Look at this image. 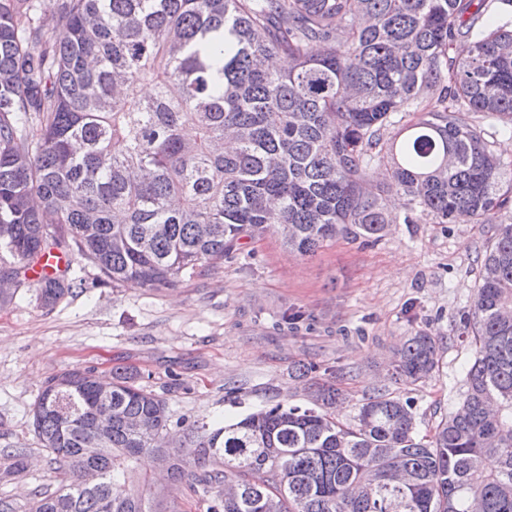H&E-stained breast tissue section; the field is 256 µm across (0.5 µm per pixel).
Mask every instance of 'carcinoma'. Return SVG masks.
Instances as JSON below:
<instances>
[{
    "label": "carcinoma",
    "instance_id": "1",
    "mask_svg": "<svg viewBox=\"0 0 512 512\" xmlns=\"http://www.w3.org/2000/svg\"><path fill=\"white\" fill-rule=\"evenodd\" d=\"M496 2L512 6L0 0V278L45 308L84 288L75 263L158 291L244 238L277 233L300 256L347 231L378 239L393 192L409 197L406 224L415 211L495 222L512 178L468 114L512 126V27L487 25L464 59L450 49ZM274 55L292 66L270 68ZM54 251L66 270L38 273ZM461 324L465 390L428 438L412 401L382 388L347 424L332 412L341 391L323 385L310 407L266 402L211 428L173 420L123 366L105 392L91 370L64 371L32 409L58 486L22 510L0 498V512H177L168 485L206 512H512V222L489 240ZM438 368L419 332L392 376L423 383ZM144 455L167 461L166 484L137 477ZM26 456L11 449L4 474Z\"/></svg>",
    "mask_w": 512,
    "mask_h": 512
}]
</instances>
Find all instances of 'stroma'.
Instances as JSON below:
<instances>
[{
  "mask_svg": "<svg viewBox=\"0 0 512 512\" xmlns=\"http://www.w3.org/2000/svg\"><path fill=\"white\" fill-rule=\"evenodd\" d=\"M388 208L397 222L377 241L342 234L302 257L276 234L244 239L234 259L160 291L94 286L90 266L80 272L86 289L49 310L20 288L0 308V471L12 448L26 449L27 466L0 474V497L22 506L37 489L53 488L31 410L45 383L73 368L128 367L174 417L218 427L265 400L307 404L291 369L312 363L316 382H336L347 394L346 420L379 388L401 341L424 332L439 344V369L395 391L412 400L420 434H432L458 403L462 368L473 359L457 329L474 305L491 227L404 223L407 200L394 194ZM295 312L300 329H280Z\"/></svg>",
  "mask_w": 512,
  "mask_h": 512,
  "instance_id": "1",
  "label": "stroma"
}]
</instances>
